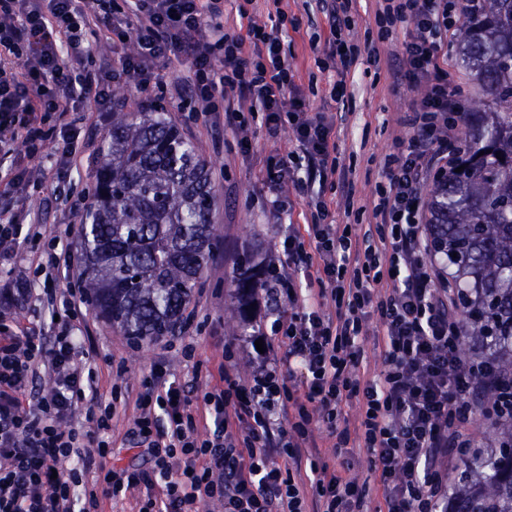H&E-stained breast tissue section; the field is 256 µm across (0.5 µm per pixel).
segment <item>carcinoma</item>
I'll list each match as a JSON object with an SVG mask.
<instances>
[{
	"label": "carcinoma",
	"instance_id": "1",
	"mask_svg": "<svg viewBox=\"0 0 512 512\" xmlns=\"http://www.w3.org/2000/svg\"><path fill=\"white\" fill-rule=\"evenodd\" d=\"M475 2L461 12L450 54L478 93L461 126V160L431 190L429 235L461 288L465 335L498 337L494 355L511 370L512 0ZM91 196L78 230L89 304L126 336L173 334L214 245L207 163L165 113L114 112ZM260 275L255 262L234 275L240 319ZM502 430V447L462 461L447 512H512V421Z\"/></svg>",
	"mask_w": 512,
	"mask_h": 512
}]
</instances>
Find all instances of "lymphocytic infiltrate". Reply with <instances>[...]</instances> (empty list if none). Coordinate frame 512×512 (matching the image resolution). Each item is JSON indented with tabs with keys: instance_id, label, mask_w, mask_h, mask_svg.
<instances>
[{
	"instance_id": "obj_1",
	"label": "lymphocytic infiltrate",
	"mask_w": 512,
	"mask_h": 512,
	"mask_svg": "<svg viewBox=\"0 0 512 512\" xmlns=\"http://www.w3.org/2000/svg\"><path fill=\"white\" fill-rule=\"evenodd\" d=\"M272 25L248 22L246 33L224 25V0H0V164L17 146L40 155L55 151L38 174L19 171L10 185L30 179L55 186L83 152L70 118L78 102L94 96L111 111L112 88L162 90L157 65L187 60L186 95L202 115L223 113L242 149L248 116L256 112L268 137L291 130L296 149L270 159L264 185L281 196L312 199L313 186L336 174L331 126L299 94L283 50L288 14L271 0ZM356 0H329L330 36L321 64L330 68L358 54L348 38ZM455 0H380L381 39L408 27L395 55L397 70L422 88L399 122L410 138L395 137L382 168L385 183L363 233L329 222L328 204L312 199L305 236L283 242L284 265H270L262 288L272 310L288 302L291 314L275 321L282 354L264 361L248 381L223 375V388L191 394L175 377L153 367L135 400L133 447L154 458V472L115 468L112 410L88 413L92 430L72 420L86 399L92 375L78 359L74 319L81 289L59 291L74 257L44 241L42 225L27 223L19 207H0V512H98L99 493L75 504L78 474L59 476L62 462L83 459L96 470L103 494L119 497L137 487L146 495L138 512H197L217 503L223 512H365L368 492L350 479V461L329 467L305 461L319 424L344 450L357 437L383 489L382 512H446L452 463L474 446L475 411L499 422L512 417L505 390L512 376L478 349L461 350L459 290L451 276L428 265L433 246L423 224L422 188L457 160L456 118L465 110L460 90L440 63L453 26ZM112 45L116 56L94 63L90 36ZM310 296L333 304L331 314L307 309L294 275ZM57 315L51 346L18 317L19 302ZM375 320L374 346L383 371L360 375V336ZM50 388L36 394L39 371ZM501 399L488 402L492 390ZM356 404L349 421L343 407ZM287 424L277 423V415ZM211 429H204L205 421ZM290 467L281 468L279 459Z\"/></svg>"
}]
</instances>
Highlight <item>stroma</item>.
Here are the masks:
<instances>
[{
  "label": "stroma",
  "instance_id": "stroma-1",
  "mask_svg": "<svg viewBox=\"0 0 512 512\" xmlns=\"http://www.w3.org/2000/svg\"><path fill=\"white\" fill-rule=\"evenodd\" d=\"M289 16L297 17L300 28L291 33L284 48L293 65L298 89L309 95L312 111L321 113L336 132L339 167L331 183L321 190L331 218L338 224H370L376 189L382 180V163L394 137H410L411 131L398 123L408 111L419 88L394 81L393 54L407 30L397 28L383 46L379 66L365 57L348 61L340 71L321 70L316 59L329 36V23L318 0H283ZM171 123L197 148L210 169L216 205L212 224L217 249L199 288L183 314L182 337L172 344L158 340L133 345L95 312H87L88 328L79 337L78 348L89 355L95 371L93 394L98 404L112 408V438L115 445L110 462L115 467L140 464L142 451L122 446L121 439L132 427L136 410L128 390L138 389L154 364H164L181 381L206 384L209 373L226 368L249 377L259 360L250 344L236 329L232 299V277L242 259L260 252L263 261L282 253L289 231L303 230L310 220L305 201L288 197L283 213L272 211L270 197L259 190L271 157L292 152L290 132L269 138L261 122L248 129L252 147L242 153L238 138L225 129L223 121L192 119L188 112L166 107ZM47 191L29 184L21 203L31 222L44 225L47 235L59 236L69 250H76L80 211L62 212L47 206ZM231 358H223V349Z\"/></svg>",
  "mask_w": 512,
  "mask_h": 512
}]
</instances>
